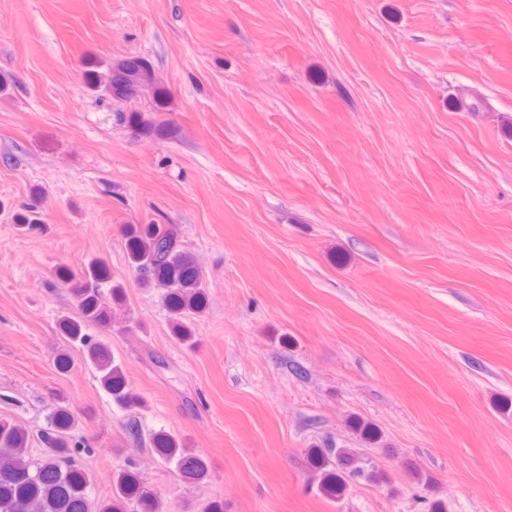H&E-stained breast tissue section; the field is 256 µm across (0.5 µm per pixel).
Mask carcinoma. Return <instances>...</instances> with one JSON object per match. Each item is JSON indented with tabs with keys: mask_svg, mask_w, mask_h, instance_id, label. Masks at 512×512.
Here are the masks:
<instances>
[{
	"mask_svg": "<svg viewBox=\"0 0 512 512\" xmlns=\"http://www.w3.org/2000/svg\"><path fill=\"white\" fill-rule=\"evenodd\" d=\"M86 81L92 88H101L118 102L138 98L154 89L153 70L142 57H122L106 64V71L89 70ZM126 250L129 265L142 283L165 290V298L172 315V330L182 342L192 341L191 329L182 321L189 313L205 308L206 296L198 267L181 251L177 235L166 224H135L126 229ZM84 278L76 282L71 292L77 300L83 322L104 325L111 319V305L106 303L97 288L100 280L108 278L103 262L88 261ZM81 322V323H83ZM81 323L68 317L60 327L70 343L80 344L97 372L100 384L119 403L133 407L139 398L128 389L121 365L114 362L108 345L81 333ZM77 425L72 411L59 406L42 433L45 455L32 460L28 455L27 430L10 421L0 420V512H126V505L134 501L140 512H159L157 493L149 490L137 471L126 470L112 475V496L92 500L86 489L89 476L76 463L68 433ZM153 447L167 461H176L178 471L188 483L208 477V462L184 448L174 436L159 433L152 438ZM346 448H328L313 455V465L321 470L336 465L342 468ZM345 482L338 471L324 473L322 489L334 496L341 492Z\"/></svg>",
	"mask_w": 512,
	"mask_h": 512,
	"instance_id": "1",
	"label": "carcinoma"
}]
</instances>
